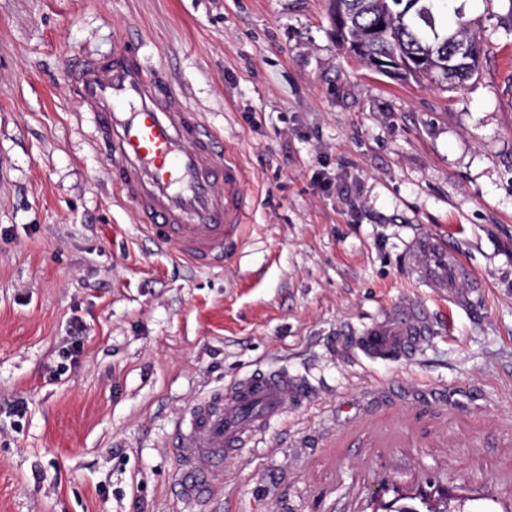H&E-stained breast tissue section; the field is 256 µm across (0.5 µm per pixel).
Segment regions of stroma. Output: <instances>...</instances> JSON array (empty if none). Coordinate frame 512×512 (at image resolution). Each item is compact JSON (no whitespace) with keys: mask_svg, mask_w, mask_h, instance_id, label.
Returning <instances> with one entry per match:
<instances>
[{"mask_svg":"<svg viewBox=\"0 0 512 512\" xmlns=\"http://www.w3.org/2000/svg\"><path fill=\"white\" fill-rule=\"evenodd\" d=\"M455 5L483 54L448 88L339 50L328 0H0V512H195L174 422L258 368L309 399L225 461L208 512L423 490L512 512V0ZM132 30L246 172L223 268L141 233L69 84ZM422 234L473 269L470 305L416 278ZM403 297L446 332L364 358L356 331Z\"/></svg>","mask_w":512,"mask_h":512,"instance_id":"1","label":"stroma"}]
</instances>
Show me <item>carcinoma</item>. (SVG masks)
<instances>
[{"label": "carcinoma", "mask_w": 512, "mask_h": 512, "mask_svg": "<svg viewBox=\"0 0 512 512\" xmlns=\"http://www.w3.org/2000/svg\"><path fill=\"white\" fill-rule=\"evenodd\" d=\"M452 0H342L345 11L354 24L353 36L366 38L367 55L361 62L372 64V59L419 57L424 60L421 70L413 78H426L437 84L454 87L478 75L481 47L470 23L459 12L452 22L436 24L435 14H448ZM385 26L377 39L368 38L376 24ZM464 41L472 48V55L457 59L454 78L448 79L445 69L452 55L453 41Z\"/></svg>", "instance_id": "cac0c4a2"}]
</instances>
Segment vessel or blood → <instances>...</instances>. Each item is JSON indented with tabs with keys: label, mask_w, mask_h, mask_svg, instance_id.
Instances as JSON below:
<instances>
[{
	"label": "vessel or blood",
	"mask_w": 512,
	"mask_h": 512,
	"mask_svg": "<svg viewBox=\"0 0 512 512\" xmlns=\"http://www.w3.org/2000/svg\"><path fill=\"white\" fill-rule=\"evenodd\" d=\"M69 82L112 168V187L132 204L141 232L175 260L222 267L239 247L246 222L244 171L199 113L160 83L141 41L132 37L108 56L79 60ZM407 255L419 279L449 303L466 304L476 293L471 269L440 239L416 238ZM440 333L420 302L404 299L362 329L358 348L371 360L408 361ZM302 396L287 371L259 368L195 403L176 423L180 500L205 505L212 474L262 438L284 417L289 400Z\"/></svg>",
	"instance_id": "vessel-or-blood-1"
}]
</instances>
